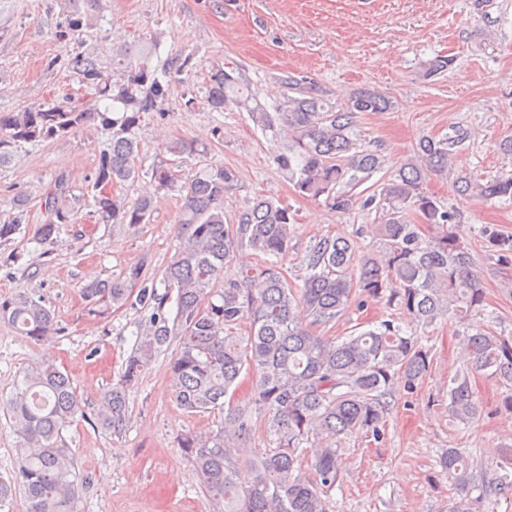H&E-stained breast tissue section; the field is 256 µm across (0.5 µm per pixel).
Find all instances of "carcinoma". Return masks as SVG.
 <instances>
[{
	"label": "carcinoma",
	"mask_w": 512,
	"mask_h": 512,
	"mask_svg": "<svg viewBox=\"0 0 512 512\" xmlns=\"http://www.w3.org/2000/svg\"><path fill=\"white\" fill-rule=\"evenodd\" d=\"M189 63L185 58L174 67L133 69L117 60L118 73L111 74L96 57L79 53L68 59V68L93 91L95 101L117 105L114 117L71 97L0 114V165L23 143L63 137L99 119L112 129V144L99 164L92 195L94 213L104 224L137 227L150 222L153 199L125 201L112 192L144 172L157 191L175 189L181 196L178 246L160 280L149 276L142 261L117 279L82 288L91 312L100 303L119 309L133 294L145 312L133 353L93 413L86 411L71 378L57 366L36 363L22 371L7 405L20 459L10 478L0 481V504L17 490L27 512H76L75 451L63 432L80 418L121 435L129 420L130 393L174 340L178 346L169 372L176 404L187 413L219 417L217 432L186 433L177 440L205 492L220 506L217 512H333L329 493L341 476L336 442L352 435L382 441L389 399L401 391L414 393L430 369L431 349L421 342L417 328L449 314L465 325L471 314L483 310L485 291L460 225L424 188L430 177L448 175L450 151L468 138L467 130L457 128L439 140L421 139L413 155L366 197L359 187L383 169L385 160L362 145L358 118L388 111L392 102L387 95L361 88L332 102L315 83L289 76L284 79L289 94L270 112L261 104L249 105L234 70L210 73L203 101L207 109L243 107L257 125L288 138L274 162L298 195L322 198L334 211L358 204L379 212L380 249L361 250L346 236L321 238L308 255L303 285L296 288L282 269L296 221L290 207L261 196L227 221L224 195L237 189L240 178L234 168L215 166L190 177L166 164L142 169L143 115L165 96L172 70ZM165 151L180 157L198 151V143L172 140ZM457 186L462 193L474 189L489 199L512 201V176L481 182L461 177ZM64 190L60 178L44 195L46 219L34 237L44 255L58 246L62 225L74 221V214L59 204ZM413 215L431 227V236H422ZM482 235L498 261L512 263V235L493 226L483 227ZM243 249L252 251L257 261L224 276V268ZM358 295L403 310L408 324L382 319L338 341L298 322L301 312L314 325L334 322ZM0 316L35 343L62 332L51 310L26 292L1 302ZM462 349L471 371L450 380L448 411L464 425L478 422L482 407L470 373L487 372L502 382L501 407L512 413V336L467 330ZM242 377L249 392L240 399L236 393ZM259 426L272 447L240 461L236 448ZM311 439L318 446L313 448L310 477L303 475L302 464L303 445ZM484 463L499 469L494 494L511 492L512 458L502 461L492 454ZM439 466L460 493L448 500L447 512H480V497L469 496L475 487L470 457L447 448Z\"/></svg>",
	"instance_id": "carcinoma-1"
}]
</instances>
